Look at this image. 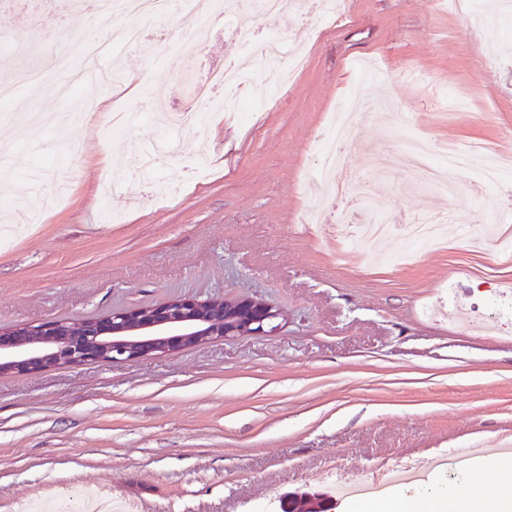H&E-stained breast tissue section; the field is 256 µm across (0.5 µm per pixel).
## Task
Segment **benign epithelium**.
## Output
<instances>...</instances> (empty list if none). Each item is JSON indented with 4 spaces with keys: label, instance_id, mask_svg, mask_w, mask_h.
I'll use <instances>...</instances> for the list:
<instances>
[{
    "label": "benign epithelium",
    "instance_id": "1",
    "mask_svg": "<svg viewBox=\"0 0 512 512\" xmlns=\"http://www.w3.org/2000/svg\"><path fill=\"white\" fill-rule=\"evenodd\" d=\"M279 310L264 299L174 296L79 321L50 319L0 328V375L125 362L201 347L215 339L270 335Z\"/></svg>",
    "mask_w": 512,
    "mask_h": 512
}]
</instances>
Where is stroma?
<instances>
[{
    "mask_svg": "<svg viewBox=\"0 0 512 512\" xmlns=\"http://www.w3.org/2000/svg\"><path fill=\"white\" fill-rule=\"evenodd\" d=\"M342 11L320 32L308 0H292L273 29L303 64L263 99L264 61L223 18L184 55L206 6L181 0L147 24L142 45L114 49L125 74L115 95L95 83L24 87L0 104V135L15 133L28 162L0 166V196L40 209L39 223L0 241V327L174 295L257 296L281 312L271 336L0 376V512L71 490L131 512H276L280 496L303 488L338 494L336 512H366L340 497L343 486L396 472L442 481L449 473L435 462L512 438V335L443 319L451 301L487 312L512 282V264L474 251L464 232L484 202L512 215V173L451 197L411 187L403 166L371 163L415 136L512 155V19L479 29L445 0H342ZM0 23L19 40L59 27L63 49L82 60L81 13L63 25L45 0H0ZM230 59L244 82L229 110L178 130L176 159L137 174L124 153L150 129L132 122L114 138L105 119L115 103L181 108ZM439 94L467 105L440 108ZM76 97L96 101L95 123L65 124ZM352 98L376 103L349 162L393 221L379 260L370 242L332 235L342 201L317 184L328 115ZM429 209L448 218L442 243L398 259L402 225Z\"/></svg>",
    "mask_w": 512,
    "mask_h": 512,
    "instance_id": "1",
    "label": "stroma"
}]
</instances>
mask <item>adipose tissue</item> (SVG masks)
<instances>
[{
  "label": "adipose tissue",
  "instance_id": "obj_1",
  "mask_svg": "<svg viewBox=\"0 0 512 512\" xmlns=\"http://www.w3.org/2000/svg\"><path fill=\"white\" fill-rule=\"evenodd\" d=\"M496 485L484 486L481 467H474L461 487L436 483L422 485L393 497L386 504H373V512H512V462L499 461Z\"/></svg>",
  "mask_w": 512,
  "mask_h": 512
}]
</instances>
